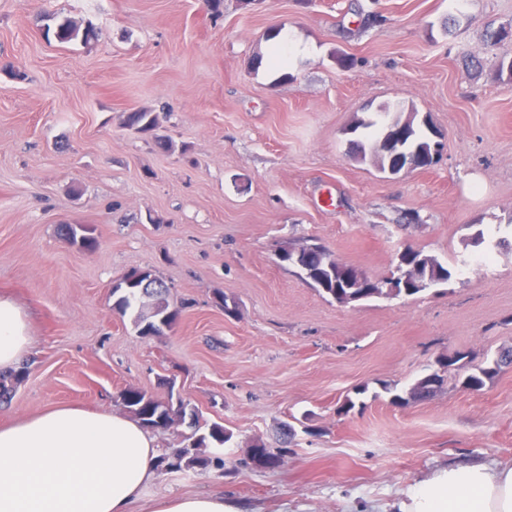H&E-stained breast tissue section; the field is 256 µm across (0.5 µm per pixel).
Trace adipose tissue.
<instances>
[{"label": "adipose tissue", "mask_w": 512, "mask_h": 512, "mask_svg": "<svg viewBox=\"0 0 512 512\" xmlns=\"http://www.w3.org/2000/svg\"><path fill=\"white\" fill-rule=\"evenodd\" d=\"M27 316L0 297V373L32 349ZM157 439L138 420L57 407L0 428V512H131L158 474ZM400 512H512V467L452 466L420 480ZM151 512H236L223 494L156 500Z\"/></svg>", "instance_id": "1"}]
</instances>
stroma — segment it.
Returning <instances> with one entry per match:
<instances>
[{
  "mask_svg": "<svg viewBox=\"0 0 512 512\" xmlns=\"http://www.w3.org/2000/svg\"><path fill=\"white\" fill-rule=\"evenodd\" d=\"M0 0V295L30 317L27 376L0 426L72 405L125 415L119 394L163 398L171 378L233 432L223 475L159 471L146 501L222 491L237 512H397L414 485L466 464L512 467V368L480 391L455 376L393 404L439 356L512 350V251L410 298L342 306L278 260L319 238L369 277L405 246L451 268L470 237L512 239V0ZM57 13L97 40L60 45ZM375 26H364L366 16ZM284 70L253 68L278 40ZM348 66H341V59ZM429 119L442 157L390 175L348 152L379 106ZM160 114L158 149L124 125ZM62 224L89 225L86 251ZM148 269L182 309L142 337L112 286ZM225 304H218L217 295ZM361 403L341 411L345 397ZM293 436L280 466H243L253 443Z\"/></svg>",
  "mask_w": 512,
  "mask_h": 512,
  "instance_id": "obj_1",
  "label": "stroma"
}]
</instances>
